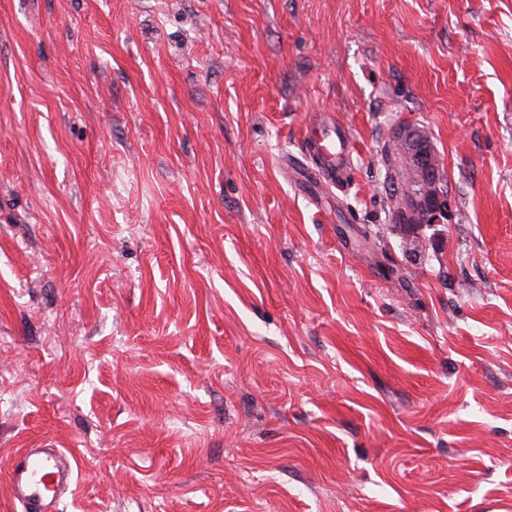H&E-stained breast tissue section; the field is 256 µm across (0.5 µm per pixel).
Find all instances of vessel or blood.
<instances>
[{"mask_svg":"<svg viewBox=\"0 0 512 512\" xmlns=\"http://www.w3.org/2000/svg\"><path fill=\"white\" fill-rule=\"evenodd\" d=\"M305 150L310 178L335 185L352 154L351 133L333 115L323 114L306 129ZM79 472L77 455L62 448H24L16 457L10 480L15 499L24 512H60Z\"/></svg>","mask_w":512,"mask_h":512,"instance_id":"obj_1","label":"vessel or blood"}]
</instances>
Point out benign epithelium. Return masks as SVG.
I'll return each instance as SVG.
<instances>
[{"label":"benign epithelium","instance_id":"obj_1","mask_svg":"<svg viewBox=\"0 0 512 512\" xmlns=\"http://www.w3.org/2000/svg\"><path fill=\"white\" fill-rule=\"evenodd\" d=\"M393 140L404 157L402 167L388 171L397 199L394 223L436 226L453 219L452 199L443 163L429 136L413 121H402Z\"/></svg>","mask_w":512,"mask_h":512}]
</instances>
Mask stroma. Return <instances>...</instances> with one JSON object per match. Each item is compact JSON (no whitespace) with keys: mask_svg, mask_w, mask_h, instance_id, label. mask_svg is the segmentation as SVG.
<instances>
[{"mask_svg":"<svg viewBox=\"0 0 512 512\" xmlns=\"http://www.w3.org/2000/svg\"><path fill=\"white\" fill-rule=\"evenodd\" d=\"M46 445L62 512H512V0H0V512ZM305 150L311 162L310 178L321 185L334 186L352 154L348 126L331 114H320L306 129ZM393 140L404 157L402 168L388 171V183L397 199L394 223L404 226L450 224L452 199L443 163L429 136L413 121L404 120ZM79 472L77 455L63 448H22L10 480L25 512H60Z\"/></svg>","mask_w":512,"mask_h":512,"instance_id":"obj_1","label":"stroma"}]
</instances>
